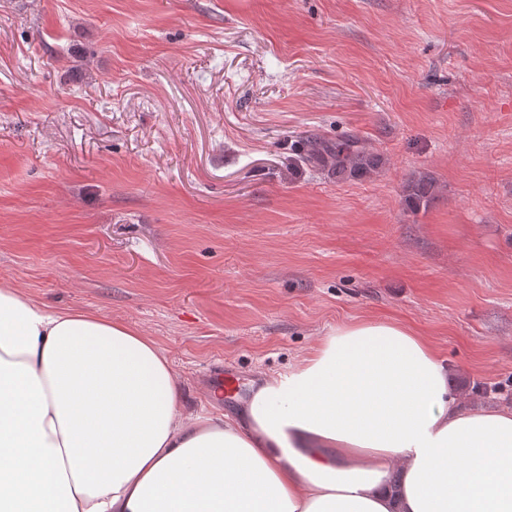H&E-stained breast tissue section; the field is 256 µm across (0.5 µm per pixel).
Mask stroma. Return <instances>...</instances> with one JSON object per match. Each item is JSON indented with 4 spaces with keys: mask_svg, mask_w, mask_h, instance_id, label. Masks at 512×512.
I'll return each mask as SVG.
<instances>
[{
    "mask_svg": "<svg viewBox=\"0 0 512 512\" xmlns=\"http://www.w3.org/2000/svg\"><path fill=\"white\" fill-rule=\"evenodd\" d=\"M345 133L373 174L301 162ZM0 284L151 337L191 411L360 319L512 406V0H0ZM406 189L410 198L418 206L429 204L435 199L437 193L436 183L426 176L409 181Z\"/></svg>",
    "mask_w": 512,
    "mask_h": 512,
    "instance_id": "1",
    "label": "stroma"
}]
</instances>
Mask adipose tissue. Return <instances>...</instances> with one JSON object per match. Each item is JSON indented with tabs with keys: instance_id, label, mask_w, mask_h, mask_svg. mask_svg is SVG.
Wrapping results in <instances>:
<instances>
[{
	"instance_id": "1",
	"label": "adipose tissue",
	"mask_w": 512,
	"mask_h": 512,
	"mask_svg": "<svg viewBox=\"0 0 512 512\" xmlns=\"http://www.w3.org/2000/svg\"><path fill=\"white\" fill-rule=\"evenodd\" d=\"M0 512H512V406L462 408L425 338L363 320L189 413L150 337L0 285Z\"/></svg>"
}]
</instances>
